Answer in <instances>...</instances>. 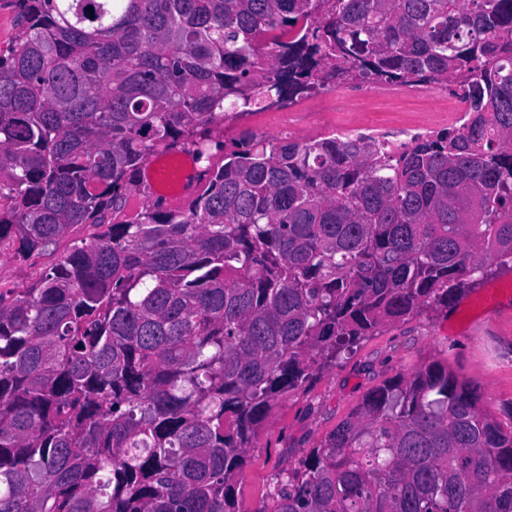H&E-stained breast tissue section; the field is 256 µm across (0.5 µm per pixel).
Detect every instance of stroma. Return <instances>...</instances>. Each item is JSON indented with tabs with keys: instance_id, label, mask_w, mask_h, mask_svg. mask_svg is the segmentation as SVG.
Segmentation results:
<instances>
[{
	"instance_id": "1",
	"label": "stroma",
	"mask_w": 512,
	"mask_h": 512,
	"mask_svg": "<svg viewBox=\"0 0 512 512\" xmlns=\"http://www.w3.org/2000/svg\"><path fill=\"white\" fill-rule=\"evenodd\" d=\"M367 123L390 139L404 128L424 125L437 131L448 122L440 101L428 95L384 97L378 86L346 83L296 98L291 111L270 106L241 112L224 123L226 150H235L249 134L268 139L311 140L339 125ZM93 225L74 227L47 250L16 258L0 253V286L25 288L74 246L98 234ZM497 290L500 304L488 311L487 290ZM436 359L448 362L459 376L476 383L488 409L502 414L512 405V271H498L466 292L448 311L425 308L420 314L382 328L350 355L328 366L307 389L281 397L259 430L238 476L236 494L241 512H260L270 505L278 479L297 467L318 447L364 396L403 369Z\"/></svg>"
}]
</instances>
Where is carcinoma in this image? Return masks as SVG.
<instances>
[{
  "label": "carcinoma",
  "instance_id": "cac0c4a2",
  "mask_svg": "<svg viewBox=\"0 0 512 512\" xmlns=\"http://www.w3.org/2000/svg\"><path fill=\"white\" fill-rule=\"evenodd\" d=\"M0 52V248L106 224L158 149L202 164L0 289V512H240L280 396L512 266V0H15ZM460 91L399 145L250 135L328 80ZM439 360L384 381L261 512H512V410Z\"/></svg>",
  "mask_w": 512,
  "mask_h": 512
}]
</instances>
